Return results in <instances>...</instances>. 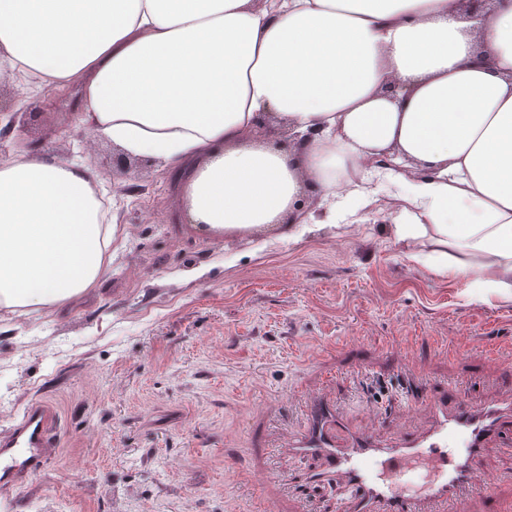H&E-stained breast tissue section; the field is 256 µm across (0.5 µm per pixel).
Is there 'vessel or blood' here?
Instances as JSON below:
<instances>
[{
    "mask_svg": "<svg viewBox=\"0 0 512 512\" xmlns=\"http://www.w3.org/2000/svg\"><path fill=\"white\" fill-rule=\"evenodd\" d=\"M431 423L419 433L400 431L395 443L342 427L333 406L313 402L303 429L287 448L298 461L295 479L336 488L332 512H467L468 493L494 498L479 463L492 439L512 430V398L469 404L445 385L426 391ZM57 419L32 407L0 440V479L22 481L44 470Z\"/></svg>",
    "mask_w": 512,
    "mask_h": 512,
    "instance_id": "1",
    "label": "vessel or blood"
}]
</instances>
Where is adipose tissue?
I'll return each instance as SVG.
<instances>
[{
  "label": "adipose tissue",
  "mask_w": 512,
  "mask_h": 512,
  "mask_svg": "<svg viewBox=\"0 0 512 512\" xmlns=\"http://www.w3.org/2000/svg\"><path fill=\"white\" fill-rule=\"evenodd\" d=\"M0 0V63L73 91L98 136L170 167L195 224L282 223L304 185L371 201L438 273L512 279V0ZM397 80L407 98L383 93ZM303 148L266 141L265 114ZM86 162L0 161V305L68 304L108 265Z\"/></svg>",
  "instance_id": "adipose-tissue-1"
}]
</instances>
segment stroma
I'll list each match as a JSON object with an SVG mask.
<instances>
[{"label":"stroma","instance_id":"1","mask_svg":"<svg viewBox=\"0 0 512 512\" xmlns=\"http://www.w3.org/2000/svg\"><path fill=\"white\" fill-rule=\"evenodd\" d=\"M26 110L17 125L18 110ZM89 160L111 200L112 263L63 311L0 306V431L45 404L59 436L45 469L0 483V512H329L303 496L285 442L312 398L387 442L400 416L370 405L412 373L461 382L469 401L512 395V288L475 294L403 239L392 187L352 222L347 190L305 189L296 210L327 223L248 236L188 222L173 173L95 136L68 92L0 64V159ZM512 512V450L480 464Z\"/></svg>","mask_w":512,"mask_h":512}]
</instances>
